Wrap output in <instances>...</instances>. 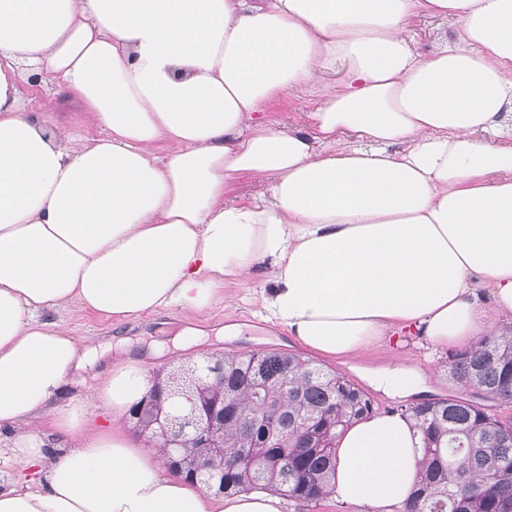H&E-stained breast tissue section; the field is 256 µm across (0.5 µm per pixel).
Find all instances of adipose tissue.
<instances>
[{"instance_id":"ef3b65f1","label":"adipose tissue","mask_w":512,"mask_h":512,"mask_svg":"<svg viewBox=\"0 0 512 512\" xmlns=\"http://www.w3.org/2000/svg\"><path fill=\"white\" fill-rule=\"evenodd\" d=\"M422 14L455 24L427 55L407 39ZM339 61L312 132L259 120ZM34 75L79 112L25 110ZM511 129L512 0H0V431L41 475L0 489V512H283L189 484L126 432L133 361L102 384L103 424L55 414L105 349L41 313L194 317L259 275L266 318L327 355L475 342L512 316ZM242 175L264 193L226 202ZM415 443L402 412L356 421L333 497L397 512Z\"/></svg>"}]
</instances>
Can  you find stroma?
I'll list each match as a JSON object with an SVG mask.
<instances>
[{
  "instance_id": "35a3bbf8",
  "label": "stroma",
  "mask_w": 512,
  "mask_h": 512,
  "mask_svg": "<svg viewBox=\"0 0 512 512\" xmlns=\"http://www.w3.org/2000/svg\"><path fill=\"white\" fill-rule=\"evenodd\" d=\"M453 22L421 15L413 18L408 38L412 48L421 54L429 53L450 37ZM321 101L318 91L298 96L283 94L267 105L266 117L277 128L311 130V114ZM235 297L212 306L200 323L206 335L192 341L180 337L178 330L183 322L175 311L162 310L122 324L72 305L47 312L50 320L64 322L75 339L95 336L111 341L116 350L129 352L145 371L175 367L202 352H237L292 350L312 358L352 380L375 402L378 409H400L433 398L460 395V388L449 382L443 368L447 349H436L416 338H405L402 347L372 344L357 354L331 357L307 348L287 329L264 318L258 304L243 300L242 289H235ZM224 329V336H217V329ZM401 364L417 369L423 376L419 391L404 397H391L378 390L371 382L374 373ZM108 367L97 366L82 375L72 377L66 385L62 407L78 403L88 413H95L96 394Z\"/></svg>"
}]
</instances>
